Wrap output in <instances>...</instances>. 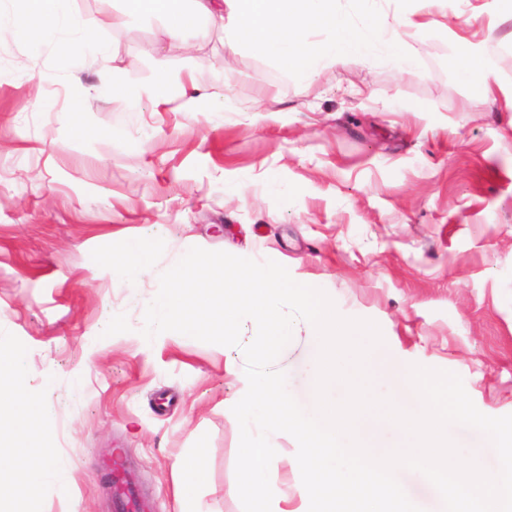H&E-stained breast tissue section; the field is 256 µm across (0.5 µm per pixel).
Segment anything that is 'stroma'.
Instances as JSON below:
<instances>
[{"instance_id": "stroma-1", "label": "stroma", "mask_w": 512, "mask_h": 512, "mask_svg": "<svg viewBox=\"0 0 512 512\" xmlns=\"http://www.w3.org/2000/svg\"><path fill=\"white\" fill-rule=\"evenodd\" d=\"M83 36L107 57L61 58L0 27V357L24 360L0 415L31 465L32 418L65 467L67 492L26 490L37 512H114L107 465L121 452L141 497L177 512L176 463L211 512H243L235 482L240 429L231 409L241 349L180 333L140 334L138 296L193 247L285 266L319 282L337 312L379 326L388 356L458 374L477 409L512 414V13L500 0H336L350 21L374 14L418 56L402 72L355 58L314 77L248 48L225 54L199 22L163 35L165 17L122 18V0H72ZM498 57L486 94L462 82L457 46ZM212 69L186 89L194 112L143 99L127 108L113 75L157 82ZM229 100V110L216 103ZM147 273L115 280L105 260L141 240ZM303 321L274 363L309 401Z\"/></svg>"}]
</instances>
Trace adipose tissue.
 <instances>
[{
    "instance_id": "obj_1",
    "label": "adipose tissue",
    "mask_w": 512,
    "mask_h": 512,
    "mask_svg": "<svg viewBox=\"0 0 512 512\" xmlns=\"http://www.w3.org/2000/svg\"><path fill=\"white\" fill-rule=\"evenodd\" d=\"M45 14L27 19L0 12V26L13 25L32 46L50 32H58L56 50L72 60L104 54L99 43L77 40L86 26L71 8V0H46ZM125 16L142 19L165 16L169 40H180L187 27L203 19L222 26L228 50L248 44L286 68L313 75L319 67L355 56L366 60L384 57L402 69L416 67L418 58L395 32L383 31L376 21L349 24L336 15V0H124ZM327 30L325 40L307 44L308 34Z\"/></svg>"
}]
</instances>
